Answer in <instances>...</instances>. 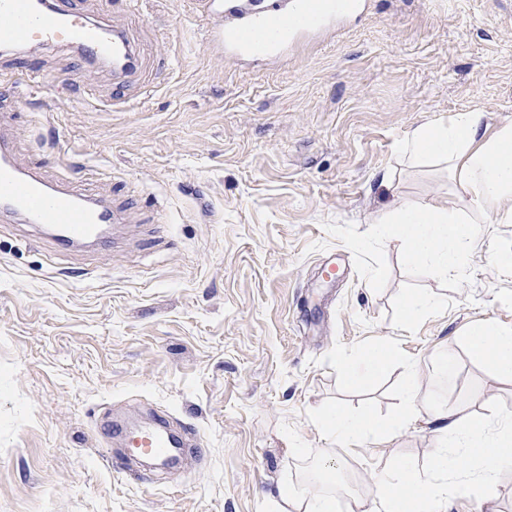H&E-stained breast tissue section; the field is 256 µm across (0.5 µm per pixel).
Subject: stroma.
<instances>
[{
    "mask_svg": "<svg viewBox=\"0 0 512 512\" xmlns=\"http://www.w3.org/2000/svg\"><path fill=\"white\" fill-rule=\"evenodd\" d=\"M84 6L136 39L152 83L116 105L109 67L41 48L0 80L18 168L75 170L130 204L95 252L0 223V512H284L281 489L326 457L373 501L393 466L428 471L425 420L353 450L322 416L388 422L413 366L433 404L512 415V380L464 338L512 327V223L480 225L454 278L378 232L400 200L466 207L447 165L398 143L464 110L512 120V0H366L286 56L235 60L195 0ZM413 292L442 305L405 320ZM379 344L396 358L357 383L342 358ZM154 410L192 425L202 464L114 473L98 424Z\"/></svg>",
    "mask_w": 512,
    "mask_h": 512,
    "instance_id": "1",
    "label": "stroma"
}]
</instances>
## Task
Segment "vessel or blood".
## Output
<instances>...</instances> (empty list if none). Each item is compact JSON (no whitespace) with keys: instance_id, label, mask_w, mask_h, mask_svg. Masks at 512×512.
<instances>
[{"instance_id":"vessel-or-blood-1","label":"vessel or blood","mask_w":512,"mask_h":512,"mask_svg":"<svg viewBox=\"0 0 512 512\" xmlns=\"http://www.w3.org/2000/svg\"><path fill=\"white\" fill-rule=\"evenodd\" d=\"M83 0H0V54H15L38 44L65 48L90 64L109 66L118 82L141 73L140 51L129 36L91 22ZM201 14L221 17L209 43L225 56L277 57L300 39L335 25L341 15L359 10L361 0H267L255 9L246 0H197ZM124 210L94 194L72 187L69 179H47L41 168L19 169L11 148L0 137V219L32 224L55 248L71 251L101 245L102 227L123 221ZM127 449L149 452L154 459L174 457L182 441L165 418L125 433Z\"/></svg>"}]
</instances>
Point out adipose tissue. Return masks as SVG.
Returning a JSON list of instances; mask_svg holds the SVG:
<instances>
[{
    "label": "adipose tissue",
    "mask_w": 512,
    "mask_h": 512,
    "mask_svg": "<svg viewBox=\"0 0 512 512\" xmlns=\"http://www.w3.org/2000/svg\"><path fill=\"white\" fill-rule=\"evenodd\" d=\"M399 150L409 161H444L454 182L469 200L468 210L433 208L415 201L396 205L387 218L403 241L409 259L440 275H448L468 257L480 225L512 223V120L489 130L481 110L456 114L446 123H427L407 134ZM471 351L500 378L512 379V328L493 322L475 325L466 333ZM427 418L436 436L429 474L402 466L386 472L376 489L373 512H447L448 500L489 488L498 472L512 466V419L503 418L490 431L480 415L437 408L423 415L417 376H410L399 416L376 426L366 415L350 416L328 410L322 420L326 432L353 446L369 439L387 441L405 425ZM320 474L281 497L297 512H334L335 498L322 490Z\"/></svg>",
    "instance_id": "ef3b65f1"
}]
</instances>
